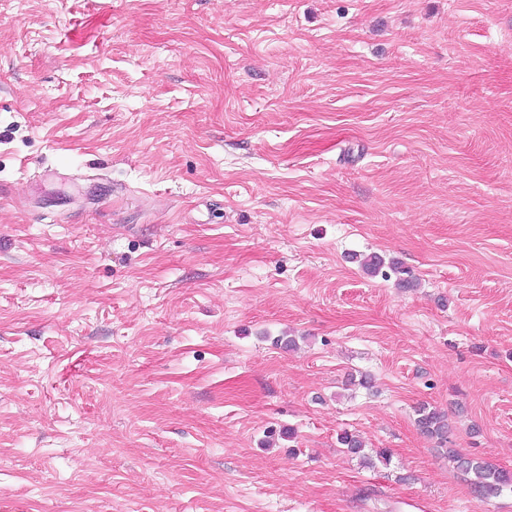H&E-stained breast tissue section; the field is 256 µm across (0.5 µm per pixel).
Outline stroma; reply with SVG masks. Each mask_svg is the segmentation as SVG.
<instances>
[{
	"label": "stroma",
	"instance_id": "stroma-1",
	"mask_svg": "<svg viewBox=\"0 0 512 512\" xmlns=\"http://www.w3.org/2000/svg\"><path fill=\"white\" fill-rule=\"evenodd\" d=\"M423 404L512 470V0H0V512H512ZM416 415L417 429L421 434L434 439L445 450L448 461L456 470L470 477L471 492L479 501L499 497L508 490L512 492V472L483 458L464 455L454 448H447L452 426L445 412L423 405L416 410Z\"/></svg>",
	"mask_w": 512,
	"mask_h": 512
}]
</instances>
